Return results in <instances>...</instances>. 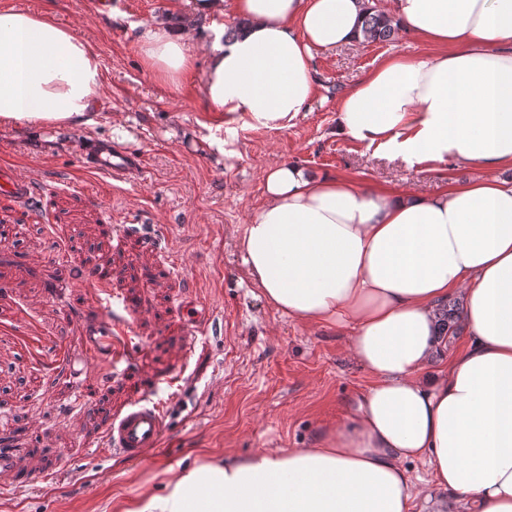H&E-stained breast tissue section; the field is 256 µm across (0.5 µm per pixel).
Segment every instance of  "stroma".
Segmentation results:
<instances>
[{
    "mask_svg": "<svg viewBox=\"0 0 512 512\" xmlns=\"http://www.w3.org/2000/svg\"><path fill=\"white\" fill-rule=\"evenodd\" d=\"M0 5L72 26L98 50L104 76L91 126L0 125V162L39 183L32 207L0 200V442L22 449L23 466L45 476L32 488L0 489V512H122L206 459L305 448L344 420L372 382L347 354L348 331L268 307L244 270L238 237L264 201L266 168L296 163L358 187L420 195L478 177L512 182V167L411 164L337 134L341 97L380 62L434 53L413 35L316 52V95L294 125L237 126L219 152L204 140L218 122L205 100L206 58L176 95L143 71L134 42L137 24L161 18L181 27L176 0H112L106 10L98 0ZM97 139L142 155V174L116 180L83 168L85 146ZM106 224L118 233L105 235ZM87 253L111 270L113 294L135 304L127 317L135 368L112 377L93 365L97 412L58 364L83 349L88 323L111 315L76 275ZM190 291L208 304L209 328L194 327L178 307ZM153 378V398L170 412L161 452L139 463L106 453L101 411L140 399Z\"/></svg>",
    "mask_w": 512,
    "mask_h": 512,
    "instance_id": "stroma-1",
    "label": "stroma"
}]
</instances>
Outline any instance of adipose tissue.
<instances>
[{
	"label": "adipose tissue",
	"instance_id": "obj_1",
	"mask_svg": "<svg viewBox=\"0 0 512 512\" xmlns=\"http://www.w3.org/2000/svg\"><path fill=\"white\" fill-rule=\"evenodd\" d=\"M186 2L181 29L135 33L141 64L177 92L203 49L225 125L291 127L315 95V52L364 43L377 8L440 51L383 60L342 97L340 133L411 164L512 165V0H233L246 24L230 40L224 0ZM102 89L100 55L72 28L0 9L1 125H91ZM263 192L239 239L252 285L276 311L351 330L373 381L309 447L203 462L124 512H414L426 480L445 493L435 512H512V183L426 197L280 163ZM453 294L469 342L434 372Z\"/></svg>",
	"mask_w": 512,
	"mask_h": 512
}]
</instances>
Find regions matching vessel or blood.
Returning a JSON list of instances; mask_svg holds the SVG:
<instances>
[{"mask_svg": "<svg viewBox=\"0 0 512 512\" xmlns=\"http://www.w3.org/2000/svg\"><path fill=\"white\" fill-rule=\"evenodd\" d=\"M142 159L138 154L126 151L112 144L90 142L85 148L83 165L86 169L123 179L137 173ZM38 184L29 177L19 174L9 164L0 165V197L23 205L34 198ZM84 283L96 290H104L110 272L106 266L87 263L79 268ZM119 312L110 321L97 322L85 332V350L68 356L65 369L69 377L81 384V396L95 394L94 384L88 383L87 374L92 361H100L113 374L127 371L134 363L135 347L126 329L125 312L132 303L122 298L117 302ZM166 413L161 403L152 397H144L130 403L122 411L108 414L104 425L105 451L123 459L140 462L154 453L163 444L166 433ZM41 479L39 472L23 468L15 449L0 448V485L30 487Z\"/></svg>", "mask_w": 512, "mask_h": 512, "instance_id": "vessel-or-blood-1", "label": "vessel or blood"}]
</instances>
